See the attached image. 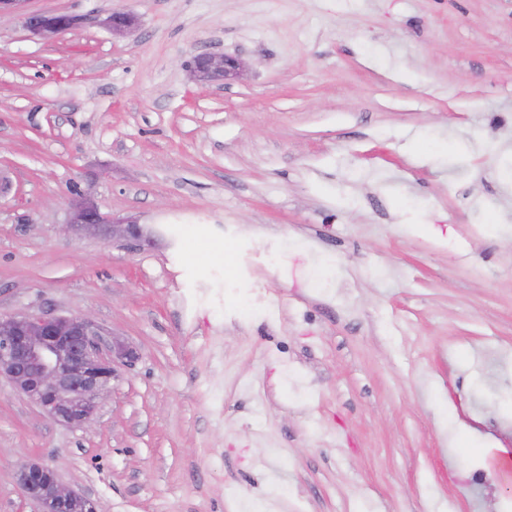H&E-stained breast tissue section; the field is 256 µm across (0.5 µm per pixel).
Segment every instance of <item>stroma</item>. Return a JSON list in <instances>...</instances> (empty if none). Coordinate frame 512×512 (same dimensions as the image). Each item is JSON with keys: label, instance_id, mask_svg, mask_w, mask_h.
<instances>
[{"label": "stroma", "instance_id": "stroma-1", "mask_svg": "<svg viewBox=\"0 0 512 512\" xmlns=\"http://www.w3.org/2000/svg\"><path fill=\"white\" fill-rule=\"evenodd\" d=\"M23 8L80 22L0 18V314L139 358L80 427L0 375V512L25 460L98 512H512L459 446L512 448V0ZM80 195L154 244L65 233ZM79 22L77 16L66 13L31 12L23 16L24 27L33 35L45 40H54ZM199 81H224L229 76H237L242 68L241 62L232 56L215 53H199L185 64Z\"/></svg>", "mask_w": 512, "mask_h": 512}]
</instances>
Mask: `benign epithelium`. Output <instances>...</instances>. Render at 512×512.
<instances>
[{"instance_id":"obj_1","label":"benign epithelium","mask_w":512,"mask_h":512,"mask_svg":"<svg viewBox=\"0 0 512 512\" xmlns=\"http://www.w3.org/2000/svg\"><path fill=\"white\" fill-rule=\"evenodd\" d=\"M136 22L128 11L117 10L106 19L114 32H129ZM80 23L66 13L31 12L23 16L24 27L33 35L53 40ZM199 81H222L239 74L241 62L232 56L199 53L185 64ZM69 232L98 234L134 247L150 245L153 234L133 221L108 219L98 207L75 200L66 224ZM138 358L136 351L115 340L102 347L96 324L85 316L63 317L0 314V375L35 401L51 419L83 426L93 416L96 399L112 384L117 368ZM24 496L40 505V512H97L95 503L65 488L57 471L24 461L17 471Z\"/></svg>"}]
</instances>
